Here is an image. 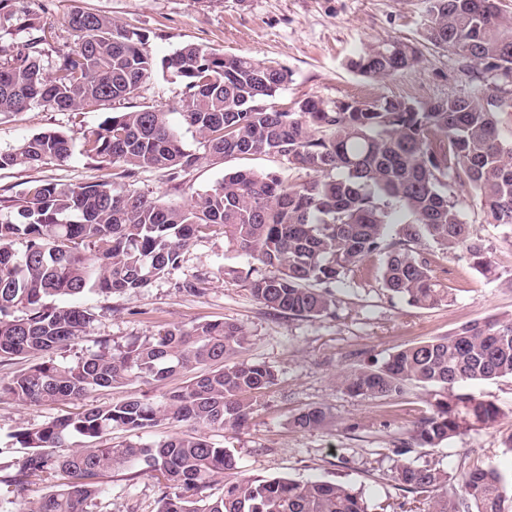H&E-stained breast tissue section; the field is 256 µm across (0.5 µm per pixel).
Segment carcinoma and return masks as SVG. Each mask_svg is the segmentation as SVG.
I'll return each mask as SVG.
<instances>
[{
  "label": "carcinoma",
  "mask_w": 512,
  "mask_h": 512,
  "mask_svg": "<svg viewBox=\"0 0 512 512\" xmlns=\"http://www.w3.org/2000/svg\"><path fill=\"white\" fill-rule=\"evenodd\" d=\"M425 2L422 41L512 78V15L501 0ZM15 4L0 0V20H16V30L27 36L0 40V116L36 106L62 112L112 103L120 108L77 146L49 129L0 149V171L65 162L77 151L123 167L124 178L163 170L175 180L208 157L255 154H274L314 173L287 182L273 172H229L182 207L130 194L114 182L34 180L10 210L0 211V364L41 359L0 377V398L23 404L83 400L96 388L132 378L157 384L188 375L184 385L159 396L87 404L76 414L16 430L12 438L24 455L6 466L0 483L19 495L33 477L53 484L23 501L19 512H93L106 493L105 477L116 468L127 470L129 481L146 473L157 480L156 512H369L363 491L344 482L242 477L232 451L204 433L142 441L166 422L212 430L250 426L279 377L265 361L239 359L249 342L246 326L224 320L170 325L143 341L116 346L104 340L72 362L54 354L96 321L79 298L151 286L207 231H220L265 269L227 274L243 278L260 304L290 317L331 314L333 296L322 286L374 257L383 259L382 287L423 308L453 298L454 289L438 276L441 255L463 248L473 270L495 275L486 245L462 220L451 188L470 187L487 223L512 226V140L500 132L502 116H512V85L496 86L481 102L308 96L283 110L274 99L290 75L274 62L188 43L158 63L148 37L80 9L69 20L75 39L54 49L47 63L51 33L32 16H18ZM420 42L372 43L348 67L369 79L392 76L421 62ZM158 68L180 79L182 96L167 108L133 104ZM171 111L199 135L203 153L183 146L169 123ZM396 208L407 220L389 240ZM507 376L512 318H488L406 345L380 365L348 372L341 385L353 396L374 399L400 397L412 386L426 392L428 411L389 449L399 457L497 423L499 407L463 387ZM327 420V411L316 406L295 413L290 425L314 430ZM114 430L129 439L117 446L103 442ZM218 478L224 492L212 498L207 490ZM396 479L425 512H504L512 489L497 469L482 466L452 479L407 461L397 465Z\"/></svg>",
  "instance_id": "1"
}]
</instances>
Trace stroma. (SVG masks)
<instances>
[{
    "mask_svg": "<svg viewBox=\"0 0 512 512\" xmlns=\"http://www.w3.org/2000/svg\"><path fill=\"white\" fill-rule=\"evenodd\" d=\"M23 7L51 27L58 44L70 40L69 14L79 7L146 34L159 59L197 43L227 55L246 53L274 61L291 75L277 97L282 105L305 96L476 99L503 81L499 72L486 70L483 64L434 47L424 50L415 68L373 82L347 68V59L368 44L418 38L423 0H24ZM104 116L100 108L73 113L43 107L2 116L0 149L15 147L47 129L62 131L77 143ZM239 169L276 172L289 180L303 175L275 155H237L203 160L174 181L159 172H144L127 180L126 187L149 199L184 205L225 173ZM113 171L112 165L77 154L60 164L2 170L0 209L22 197L29 181H108ZM455 194L464 221L490 249L496 274L486 278L471 269L465 250L448 254L440 264L445 284L457 290L451 302L433 308L412 306L386 291L376 273L355 271L332 289L333 316L288 317L258 303L241 280L228 276V269L246 271L254 261L225 243L221 233H209L183 250L176 269L141 292L84 295L85 307L96 313L97 320L56 358L68 361L96 350L100 341L122 345L173 324L190 326L217 319L242 323L250 333L243 359L275 366L279 384L261 399L248 431L228 426L213 434V442L234 452L242 474L340 480L364 489L372 506L394 503L400 512H412V496L401 490L395 478L397 458L385 455L384 449L411 427L422 390L410 388L396 399H368L351 396L340 380L347 371L383 362L404 345L449 334L464 323L491 315L512 317V227L486 223L471 189L459 188ZM190 283L201 284V293L186 292ZM182 382L176 376L165 386ZM162 387L133 379L92 390L84 402L105 406L144 393L157 394ZM472 391L500 408L498 422L473 428L433 449H415L411 458L452 476L464 466L490 465L512 480V450L503 445L512 433V377L478 383ZM79 405L0 400V463L22 457L12 438L17 429L42 425L77 411ZM312 406L328 408L331 422L311 431L293 428L291 415ZM106 489L96 512H155L160 495L153 478L144 475L131 482L121 469L113 471Z\"/></svg>",
    "mask_w": 512,
    "mask_h": 512,
    "instance_id": "obj_1",
    "label": "stroma"
}]
</instances>
